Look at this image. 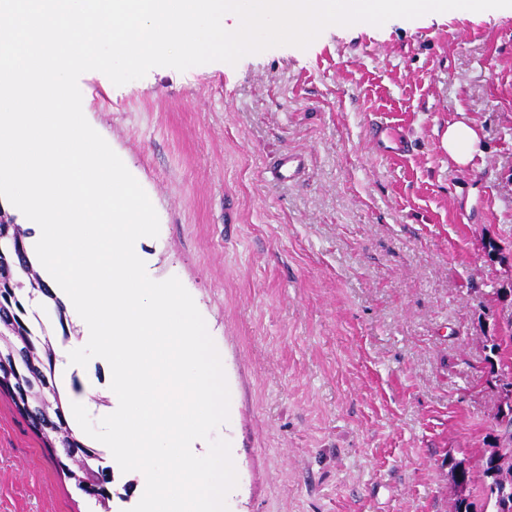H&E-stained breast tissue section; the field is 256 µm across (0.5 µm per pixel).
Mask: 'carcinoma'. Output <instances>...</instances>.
I'll return each mask as SVG.
<instances>
[{"instance_id":"1","label":"carcinoma","mask_w":512,"mask_h":512,"mask_svg":"<svg viewBox=\"0 0 512 512\" xmlns=\"http://www.w3.org/2000/svg\"><path fill=\"white\" fill-rule=\"evenodd\" d=\"M30 231L13 220L0 221V330L12 337L14 358H0V392L8 394L18 413L44 438L48 447L59 443L62 455L56 464L86 497L103 512H110L112 479L106 477L102 452L85 444L66 416V395L56 381L57 355L43 324H35L36 315L26 298L42 295L53 303L62 338L67 340L65 305L42 279L30 259L25 239ZM503 303L496 332L486 337L483 361L496 382L498 398L494 416L496 435L476 466L463 458H449L450 475L455 487L451 512H512V362L504 360L503 346L512 344V288L496 291ZM92 470L104 475L89 485L85 477Z\"/></svg>"}]
</instances>
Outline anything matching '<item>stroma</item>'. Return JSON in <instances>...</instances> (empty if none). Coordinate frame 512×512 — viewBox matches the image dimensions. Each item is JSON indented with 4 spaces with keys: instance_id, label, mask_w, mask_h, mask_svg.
<instances>
[{
    "instance_id": "1",
    "label": "stroma",
    "mask_w": 512,
    "mask_h": 512,
    "mask_svg": "<svg viewBox=\"0 0 512 512\" xmlns=\"http://www.w3.org/2000/svg\"><path fill=\"white\" fill-rule=\"evenodd\" d=\"M78 85L158 213L137 255L181 281L220 353L228 512H449V457L490 442L481 358L512 285V12L330 26L305 49ZM457 120L481 135L466 169L441 147ZM376 123L411 150L373 153ZM290 152L305 172L277 182ZM72 375L92 419L116 410L105 359ZM55 455L0 394V512H99ZM103 457L130 512L145 477Z\"/></svg>"
}]
</instances>
